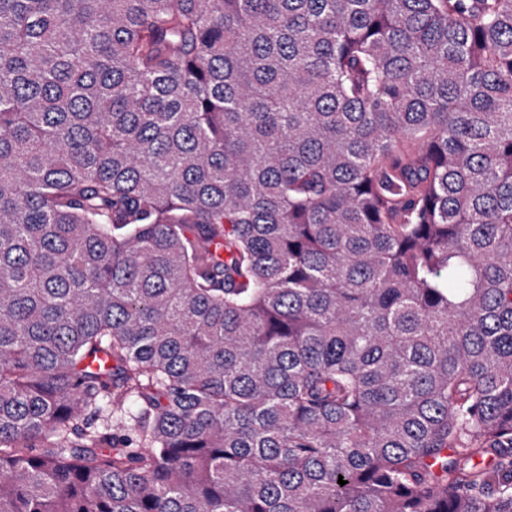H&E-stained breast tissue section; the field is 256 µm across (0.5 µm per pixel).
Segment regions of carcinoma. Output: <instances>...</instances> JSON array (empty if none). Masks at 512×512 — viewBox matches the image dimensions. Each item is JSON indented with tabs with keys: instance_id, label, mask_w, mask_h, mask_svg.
<instances>
[{
	"instance_id": "carcinoma-1",
	"label": "carcinoma",
	"mask_w": 512,
	"mask_h": 512,
	"mask_svg": "<svg viewBox=\"0 0 512 512\" xmlns=\"http://www.w3.org/2000/svg\"><path fill=\"white\" fill-rule=\"evenodd\" d=\"M0 512H512V0H0Z\"/></svg>"
}]
</instances>
